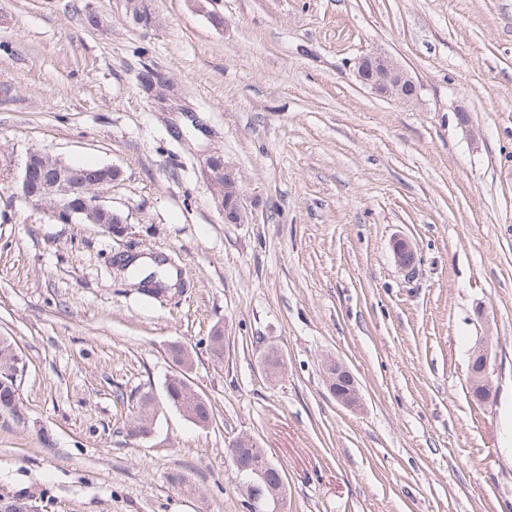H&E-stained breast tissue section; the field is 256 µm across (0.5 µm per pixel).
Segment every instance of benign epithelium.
I'll use <instances>...</instances> for the list:
<instances>
[{
    "label": "benign epithelium",
    "mask_w": 512,
    "mask_h": 512,
    "mask_svg": "<svg viewBox=\"0 0 512 512\" xmlns=\"http://www.w3.org/2000/svg\"><path fill=\"white\" fill-rule=\"evenodd\" d=\"M357 77L373 92L383 97L412 102L418 93L410 91L415 82L408 72L384 52H373L357 62ZM170 92V83L163 76L152 77L149 94L154 108L165 110ZM208 188L217 202L219 211L227 224H242L247 214L242 204L239 180L236 172L224 164L219 155L209 157L204 166ZM21 193L24 198L44 203H54L50 211L63 222L72 223L94 211L108 212L99 203L93 186L84 178L81 169L70 166L60 159L53 158L39 150L28 153L22 177ZM396 265L402 270L414 267L416 254L412 244L405 238H397L392 243ZM495 369L488 349L479 347L472 351L468 378L472 396L488 403L493 398V376ZM324 378L328 389L337 403L348 408L361 405V393L353 374L338 359H331L324 366ZM239 480L246 491L248 512H284V498L274 490L284 485L279 468L264 458L261 468L245 465L237 466ZM266 485L270 493L259 486Z\"/></svg>",
    "instance_id": "obj_1"
}]
</instances>
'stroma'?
<instances>
[{
	"mask_svg": "<svg viewBox=\"0 0 512 512\" xmlns=\"http://www.w3.org/2000/svg\"><path fill=\"white\" fill-rule=\"evenodd\" d=\"M147 4L146 27L125 0H0V336L25 363L0 492L42 512H246L226 450L248 434L287 512H512V0ZM377 48L418 101L361 84ZM147 69L174 83L173 111L153 110ZM32 150L117 167L98 195L124 234L26 200ZM217 154L247 223H225L206 187ZM127 252L171 259L178 288H130ZM175 342L219 415L201 428L165 404L129 436L138 397L177 372ZM481 345L489 404L468 383ZM329 356L358 409L329 394ZM392 252L396 265L402 270L412 269L416 254L412 244L405 238H397L392 243ZM495 369L491 363V354L488 348L479 347L471 353L468 378L472 396L488 403L493 398V376ZM324 378L337 403L348 408L361 405V393L353 374L339 359H330L324 366Z\"/></svg>",
	"mask_w": 512,
	"mask_h": 512,
	"instance_id": "stroma-1",
	"label": "stroma"
}]
</instances>
